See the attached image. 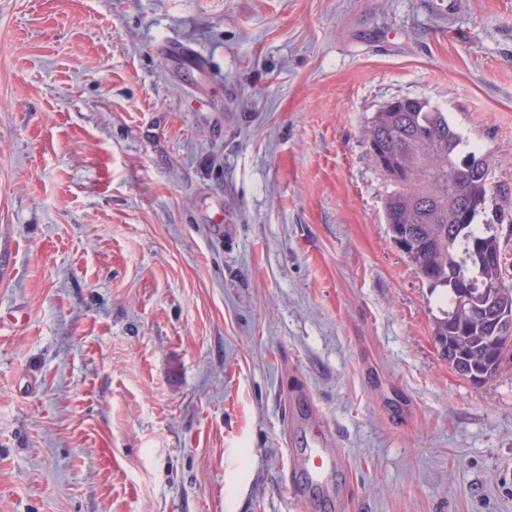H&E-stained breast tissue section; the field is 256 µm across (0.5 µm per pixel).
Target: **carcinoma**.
I'll list each match as a JSON object with an SVG mask.
<instances>
[{
	"mask_svg": "<svg viewBox=\"0 0 512 512\" xmlns=\"http://www.w3.org/2000/svg\"><path fill=\"white\" fill-rule=\"evenodd\" d=\"M362 135L402 163L381 169L393 187L384 218L393 242L439 293L432 335L441 355L463 376L492 380L512 363V264L496 225L478 218L489 194L506 198L509 190L492 180L491 159L424 99L373 113ZM469 156L483 161L484 174L461 166Z\"/></svg>",
	"mask_w": 512,
	"mask_h": 512,
	"instance_id": "1",
	"label": "carcinoma"
}]
</instances>
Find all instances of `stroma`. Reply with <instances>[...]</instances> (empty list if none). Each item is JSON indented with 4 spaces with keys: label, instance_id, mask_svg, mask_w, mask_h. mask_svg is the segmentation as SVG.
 <instances>
[{
    "label": "stroma",
    "instance_id": "1",
    "mask_svg": "<svg viewBox=\"0 0 512 512\" xmlns=\"http://www.w3.org/2000/svg\"><path fill=\"white\" fill-rule=\"evenodd\" d=\"M401 97L512 189V0H0V512H338L305 394L345 512H512V368L441 358L383 218ZM313 440L309 448H301L300 451L290 448L288 481L300 496L306 486L312 490L329 491L331 478L343 467L337 450L324 447V444L333 443L332 431L315 428Z\"/></svg>",
    "mask_w": 512,
    "mask_h": 512
}]
</instances>
